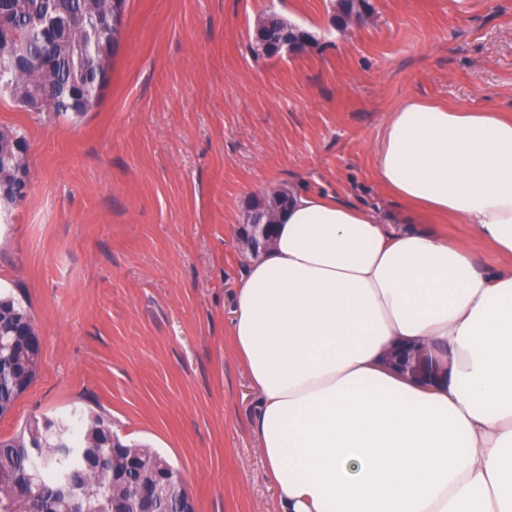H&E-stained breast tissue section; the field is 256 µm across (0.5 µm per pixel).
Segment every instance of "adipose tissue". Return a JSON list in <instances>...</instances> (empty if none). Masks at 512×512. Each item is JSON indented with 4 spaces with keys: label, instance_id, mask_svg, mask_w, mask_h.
<instances>
[{
    "label": "adipose tissue",
    "instance_id": "obj_1",
    "mask_svg": "<svg viewBox=\"0 0 512 512\" xmlns=\"http://www.w3.org/2000/svg\"><path fill=\"white\" fill-rule=\"evenodd\" d=\"M375 170L399 223L293 193L237 289L267 477L282 512H512V115L406 97ZM428 224H418L419 226L444 235L457 241L461 245H467L470 240V231L467 225L454 223L448 220L447 224H443L442 220L433 217L429 219Z\"/></svg>",
    "mask_w": 512,
    "mask_h": 512
}]
</instances>
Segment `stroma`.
<instances>
[{"label":"stroma","mask_w":512,"mask_h":512,"mask_svg":"<svg viewBox=\"0 0 512 512\" xmlns=\"http://www.w3.org/2000/svg\"><path fill=\"white\" fill-rule=\"evenodd\" d=\"M127 0L112 74L88 112H28L25 200L0 210V290L42 340L0 438L106 413L179 470L197 512H281L251 429L256 396L229 328L248 199L282 188L386 216L383 122L415 95L512 114V0ZM314 30L291 58L251 53L258 13Z\"/></svg>","instance_id":"obj_1"}]
</instances>
